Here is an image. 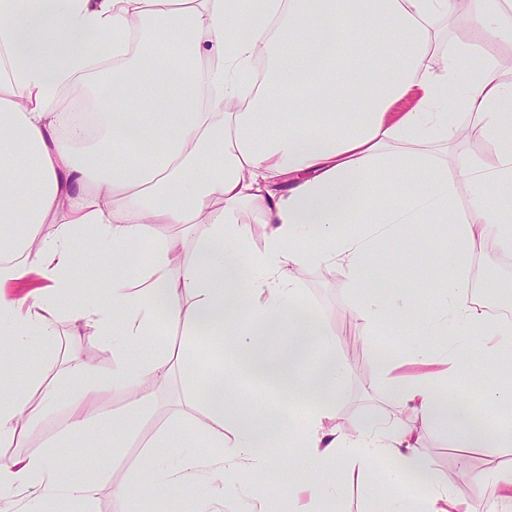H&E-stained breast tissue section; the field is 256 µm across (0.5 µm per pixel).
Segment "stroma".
<instances>
[{
    "instance_id": "obj_1",
    "label": "stroma",
    "mask_w": 512,
    "mask_h": 512,
    "mask_svg": "<svg viewBox=\"0 0 512 512\" xmlns=\"http://www.w3.org/2000/svg\"><path fill=\"white\" fill-rule=\"evenodd\" d=\"M419 261L420 255L412 247L402 266H392L380 254L365 264L364 270L377 273L392 283L393 294L411 296L416 307L408 314L409 323L425 325L433 317L437 290L418 279L416 267ZM472 261L480 265L488 288L484 296L473 298L471 304L488 315L490 324H497L490 298L503 292L512 296V255L490 242L475 253ZM300 289L302 300L329 330L335 332L336 348L350 365V372L336 400V411L327 422L328 427L334 428L337 434L348 435L357 426L381 417L407 416L406 407L397 397L401 380L441 370L437 364L427 367L410 362L416 338L410 334L407 325L379 322L372 327H364L355 317L359 298L347 288L339 266L308 267L302 276ZM56 330L58 357L47 361L34 351L16 356L13 384L25 386L32 368H41L48 376L56 377L69 360L89 357L95 361L101 379L111 385L99 410L100 416L108 420L121 418L129 398L125 391L111 384V349L68 310L58 311ZM181 392L180 378H173L164 390L159 391L153 409L145 416L137 432L126 438L124 447H110L108 437L95 424L72 436L70 447L63 452V462L66 469L97 480L92 505L94 512H124V504L112 496L113 485L131 483L138 471H160V464L152 459L148 450L149 442L160 430L194 428L190 455L201 463L218 456V449L213 448L202 432L203 415L178 403ZM419 443L429 456L431 474L447 477L448 489L456 498L470 503L476 512H482L487 505L491 506L492 512H506L507 506L498 500L496 488L489 483L472 481L468 473L494 466L512 467V447L461 448L449 427H433L421 432ZM275 454L280 460L279 466L255 470L243 485L225 490L223 512H241L253 496L266 498L271 512H298L300 505L306 503L312 505L314 512H391L393 508L397 490L384 476L385 462L376 459L337 460L334 498L314 502L304 495L295 501L289 497L288 490L300 479L302 451L288 446L276 449ZM369 483L376 484L378 499L367 496L365 486Z\"/></svg>"
}]
</instances>
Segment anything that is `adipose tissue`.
<instances>
[{
    "label": "adipose tissue",
    "mask_w": 512,
    "mask_h": 512,
    "mask_svg": "<svg viewBox=\"0 0 512 512\" xmlns=\"http://www.w3.org/2000/svg\"><path fill=\"white\" fill-rule=\"evenodd\" d=\"M511 15L512 0H0V345L57 356L58 291L78 270L76 241L93 237L112 270L110 296L76 312L112 350V382L130 398L125 428L179 367L186 404L202 405L208 436L223 449L206 469L187 456L163 480L139 475L114 488L118 499L191 488L196 512H221L225 488L270 466L273 449L292 435L305 454L295 491L318 497L339 458L396 460L389 479L402 485L427 463L419 427L440 421L456 430L460 447L483 439L512 447L511 422L481 436L474 430L483 404L512 410V389L486 376L462 399L434 394L422 377L403 382L411 424L374 421L348 436L326 429L350 366L297 301L299 273L333 263L360 297L361 322L400 320L402 307L361 270L379 251L402 264L404 237L445 224L456 241L448 268L420 265L442 291L435 328L486 331V351L512 360V323L489 324L460 299L484 239L512 251V209L495 203L512 194V64L503 58L512 52ZM462 20L469 36L444 42V25ZM486 43L497 52L468 66ZM165 50L175 63L159 77L150 62ZM68 86L104 88L94 130L49 109ZM274 87L287 90L292 111H278ZM405 100L409 108L397 111ZM471 135L494 145L492 165L449 162V139ZM412 172L424 176L419 190L367 211L378 176ZM462 186L470 199L464 217L455 208ZM62 212L66 224L42 234ZM245 212L266 228L262 249L249 247ZM158 224L206 230L188 248L153 241ZM148 241L145 270L130 276L127 253ZM35 272L46 283L31 289ZM160 321L187 336L218 337L230 370L201 372L185 350L147 344ZM318 348L322 357L311 362ZM10 372L0 358L4 448L58 411L69 441L103 393L89 360L68 367L83 387L66 400L41 370L22 389L4 385ZM33 487L79 512H91L96 494L91 478L62 465L59 445L0 461V497ZM396 503L394 512H471L442 476Z\"/></svg>",
    "instance_id": "1"
}]
</instances>
